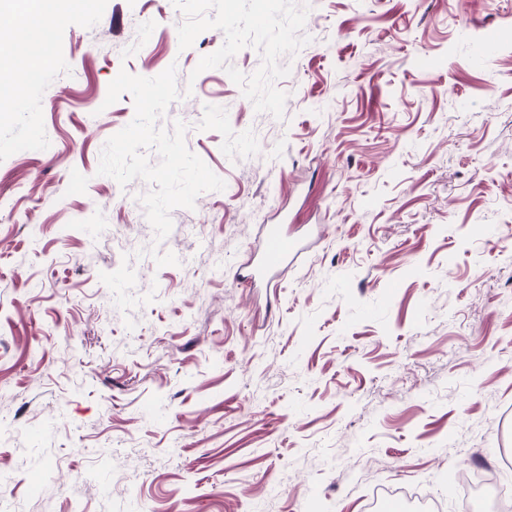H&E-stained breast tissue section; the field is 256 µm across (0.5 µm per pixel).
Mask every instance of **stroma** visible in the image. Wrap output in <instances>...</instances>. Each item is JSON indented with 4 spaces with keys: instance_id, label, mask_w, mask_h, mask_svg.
I'll list each match as a JSON object with an SVG mask.
<instances>
[{
    "instance_id": "obj_1",
    "label": "stroma",
    "mask_w": 512,
    "mask_h": 512,
    "mask_svg": "<svg viewBox=\"0 0 512 512\" xmlns=\"http://www.w3.org/2000/svg\"><path fill=\"white\" fill-rule=\"evenodd\" d=\"M270 22L254 25L256 9ZM0 114L7 512H461L512 489V0H91ZM226 187L98 173L120 70ZM305 250L243 280L261 228ZM463 488L465 490V496L469 498V512H484V511H495L501 507L507 506V498L504 496L503 499H499V495L503 492L497 489L494 479L481 472H470L462 476ZM483 492L484 495L492 499V507L490 510H486L480 507L478 492Z\"/></svg>"
}]
</instances>
